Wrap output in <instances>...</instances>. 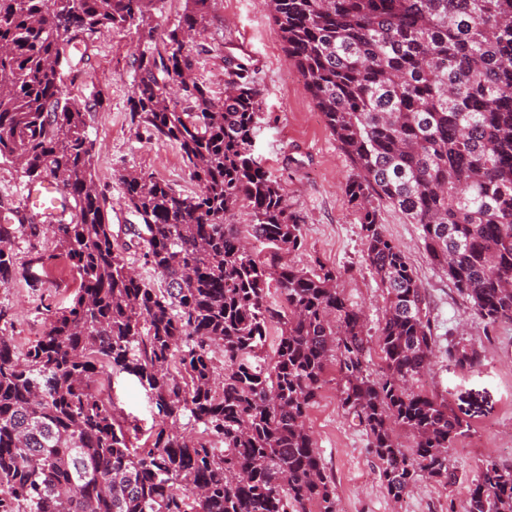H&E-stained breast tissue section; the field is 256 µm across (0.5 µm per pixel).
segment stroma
Returning <instances> with one entry per match:
<instances>
[{"mask_svg":"<svg viewBox=\"0 0 512 512\" xmlns=\"http://www.w3.org/2000/svg\"><path fill=\"white\" fill-rule=\"evenodd\" d=\"M268 3L214 0L209 26L187 46L194 59L193 74L220 98L225 53L250 57L260 89L254 155L283 186L291 210L303 224V248L283 255L282 261L297 268L319 262L335 268L345 297L362 309L367 329L374 332L383 318V292L364 261L363 232L345 198L350 163L305 92L275 31ZM139 36L134 25L96 35L88 45L70 50L63 79L68 93L88 108L86 134L94 143L96 187L108 200L115 242L125 245L124 257L142 281L158 288L160 275L144 262L140 249L127 245V227L142 218L125 201L123 177L142 170L187 194L198 187L190 180L178 147L130 119ZM382 217L387 235L409 256L435 320L439 350L424 387L447 400L470 426L450 452L459 480L445 486L424 479L402 500L389 498L365 431L340 405L335 370L327 372L307 427L335 482L338 512H465L472 481L485 461L512 466V323L489 326L478 319L447 276L428 260L419 226L391 209ZM78 286V275L64 265L53 269L37 288L19 280L0 286V311L17 349H26L42 335L50 315L69 306ZM458 338L482 350L480 366H449L444 351L449 340ZM112 401L117 413L137 424L131 441L143 447L155 421L137 378L125 373L113 378Z\"/></svg>","mask_w":512,"mask_h":512,"instance_id":"1","label":"stroma"}]
</instances>
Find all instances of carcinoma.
<instances>
[{
	"label": "carcinoma",
	"instance_id": "cac0c4a2",
	"mask_svg": "<svg viewBox=\"0 0 512 512\" xmlns=\"http://www.w3.org/2000/svg\"><path fill=\"white\" fill-rule=\"evenodd\" d=\"M153 3L0 0V159L33 180L60 176L71 214L0 222V284L35 288L61 259L80 276L72 304L24 353L0 328V512L20 502L26 512H337L305 426L332 363L341 406L370 438L391 499L423 478L456 483L450 449L465 425L418 386L435 328L382 214L394 209L420 225L431 264L482 321L512 322V0H270L277 34L350 162L344 193L387 291L374 337L335 269L253 255L252 240L290 253L304 238L284 189L252 152V66L225 54L224 97L215 98L191 77L185 51L206 30L211 0H185L161 50L152 46ZM134 23L144 49L131 120L175 143L199 186L183 194L147 172L123 178L145 221L129 234L163 288L137 277L114 244L86 105L63 90L60 64L67 48ZM242 202L252 214L246 233L229 220ZM43 231L54 248L18 262L17 235ZM272 284L284 305L268 304ZM272 323L281 336L264 371L251 358ZM373 344L375 376L366 364ZM446 355L462 369L482 363L460 341ZM121 373L138 379L158 422L142 448L100 396L98 384ZM185 417L200 435L180 428ZM466 512H512V467L486 462Z\"/></svg>",
	"mask_w": 512,
	"mask_h": 512
}]
</instances>
